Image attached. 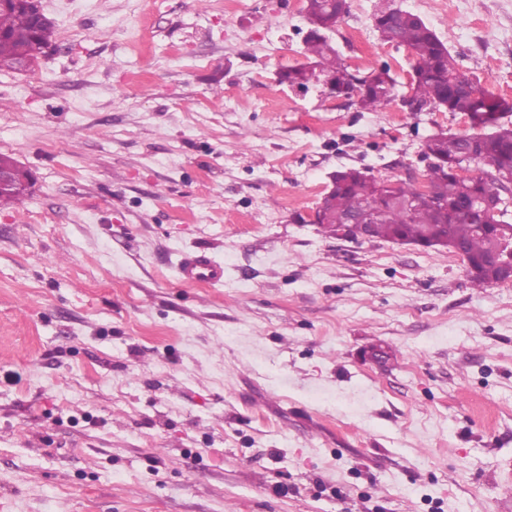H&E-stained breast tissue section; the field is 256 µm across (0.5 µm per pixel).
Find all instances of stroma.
<instances>
[{"label": "stroma", "instance_id": "stroma-1", "mask_svg": "<svg viewBox=\"0 0 512 512\" xmlns=\"http://www.w3.org/2000/svg\"><path fill=\"white\" fill-rule=\"evenodd\" d=\"M382 2L331 34L395 80L360 112L277 81L305 0H42L52 50L0 70L34 179L0 206V512H512V282L313 222L335 171L471 130L402 106ZM395 2L512 101V0ZM201 248L223 284L180 281Z\"/></svg>", "mask_w": 512, "mask_h": 512}]
</instances>
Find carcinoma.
I'll return each instance as SVG.
<instances>
[{
  "label": "carcinoma",
  "instance_id": "cac0c4a2",
  "mask_svg": "<svg viewBox=\"0 0 512 512\" xmlns=\"http://www.w3.org/2000/svg\"><path fill=\"white\" fill-rule=\"evenodd\" d=\"M348 0H307L306 13L313 24L332 29L348 14ZM374 28L380 39L406 48L415 65L411 78L412 97L435 110L461 112L472 118L484 116L483 125L470 135L440 132L427 138L422 155L431 160L423 177L417 180L377 179L349 168L336 172V188L326 194L316 209V223L334 235L338 225L349 220L356 232L367 239L394 241L402 238L419 244L448 233V245L461 247L474 262L489 259L496 246L495 234L478 224L464 208L475 209V200L491 191L502 196L512 192V125L499 121V115L512 112V102L488 91L480 83L459 79L460 70L445 44L419 16L386 0L374 14ZM54 24L34 26L31 14L20 7L0 9V70H15L21 60L36 62L37 51L52 47ZM305 61L279 73L278 82L307 87L312 77H328L336 88L348 92L347 99L360 111L385 107L395 86L389 69L360 73L345 64L330 42L316 30H308L303 41ZM471 162L488 167L479 177L460 178L453 173L454 163L466 151ZM448 201L441 209L434 199ZM371 207L382 210L377 224L358 220Z\"/></svg>",
  "mask_w": 512,
  "mask_h": 512
}]
</instances>
